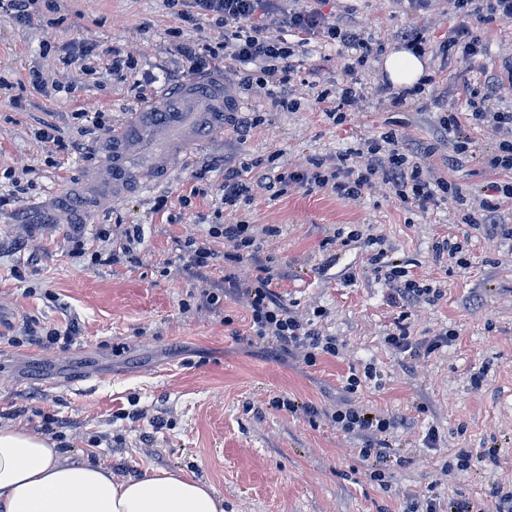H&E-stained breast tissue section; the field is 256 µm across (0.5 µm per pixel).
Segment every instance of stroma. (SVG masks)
<instances>
[{"label":"stroma","mask_w":512,"mask_h":512,"mask_svg":"<svg viewBox=\"0 0 512 512\" xmlns=\"http://www.w3.org/2000/svg\"><path fill=\"white\" fill-rule=\"evenodd\" d=\"M346 7L389 53L402 48L395 32L421 29L427 72L438 83L399 111L369 92L339 128L312 107L303 85L294 87L292 109L263 90L233 87L237 111L261 118L246 139L214 132L153 188L113 202L87 224L58 222L50 197L64 170L50 165V147L37 131L50 119L61 139L78 140L87 123L77 110L92 104L117 118L135 104L132 81L95 71L109 49L130 58L134 79L182 71L172 49L177 11L165 0H58L54 10L38 0L22 24L0 12V76L8 83L0 90V197L16 184L25 190L0 207L1 427L28 425L117 477L150 469L194 474L223 497L224 512H408L416 501L512 488V240L462 224L451 204L403 209L379 182L350 201L294 189L276 201L243 204L265 255L286 273L278 290L288 306L337 340L338 356L312 365L298 355L275 356L250 336L241 302L201 306L205 282L175 261L176 239L205 234L221 209L216 199L180 207L197 165L207 164L205 178L215 185L223 157L252 163L277 145L300 167L309 157L348 151L391 121L408 138L434 141L441 112L461 105L458 88L482 84L512 55V22L482 25L483 56L446 59L439 46L457 23L453 14L416 13L394 0L328 5L335 14ZM88 43L96 53L86 65L60 64ZM296 63L319 67L328 88L347 80L340 50L324 43H312ZM451 152L442 144L424 167L473 194L507 178L476 159L444 164ZM162 195L172 202L166 214L153 208ZM131 224L139 225L141 242L130 259L113 263L112 243ZM271 224L280 228L273 237ZM352 229L441 291L437 304L410 309L411 336L452 330L455 341L416 359L385 344L399 311L371 275L366 247L347 240ZM447 236L461 241L460 261L435 260L433 246ZM75 237L83 254L72 251ZM69 326L76 329L69 348L27 340L29 329L44 335ZM368 364L377 380L345 392L350 373ZM288 398L315 406L317 415L275 408ZM346 403L398 420L387 483L370 478L359 455L364 438L330 421ZM431 431L438 435L432 448L425 442ZM456 448L499 454L449 475L442 465Z\"/></svg>","instance_id":"1"}]
</instances>
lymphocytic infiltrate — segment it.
<instances>
[{"label":"lymphocytic infiltrate","instance_id":"1","mask_svg":"<svg viewBox=\"0 0 512 512\" xmlns=\"http://www.w3.org/2000/svg\"><path fill=\"white\" fill-rule=\"evenodd\" d=\"M189 8L180 20L188 26L200 21L212 22L218 35L215 44L196 47L179 45L188 72L218 67L231 69L253 66V74L245 75L243 84L272 82L279 91L292 90L302 83L312 91V101L325 112L334 125H343L347 108L357 106L365 97L366 85L360 77L371 57L382 52V44L373 42L358 26L352 14L329 20L323 7L325 0H187ZM458 22L441 45L443 55L455 52L479 56L485 44L478 31L479 24L512 21V0H448ZM321 40L349 50L345 66L348 80L337 104H330V92L324 87L318 69H309L299 76L293 63L298 49ZM512 84V56L505 57L499 73L480 86L464 85L461 96L464 108L446 112L439 119V131L453 144L448 161L452 164L477 156L491 170L512 171V111L490 112L486 100L501 88ZM478 125L497 136L495 146L483 155H476L474 143L465 128ZM433 144L411 140L397 129L390 128L378 136L364 139L361 147L333 158H309L306 165L290 168L280 149H271L266 158L251 165L224 162V180L219 185L224 206V221L210 225L205 236L177 241L183 270L198 279H207L219 261L249 264L253 274L242 280L228 275L219 290H203L201 305L219 308L223 298L240 300L248 312L250 330L284 354H303L306 362H314L317 353L337 355L335 339L320 334L313 320L299 317L276 292L283 270L273 266L257 245L253 226L239 208L242 203L265 195L276 200L287 195L289 188L323 192L341 199L360 197L372 187L375 178L389 186L395 202L405 208L428 210L455 202L462 213V223L498 237L512 239V225L504 223L502 200L512 199V181L489 182L481 190L478 206H470L469 192L443 178L428 175L423 157L433 155ZM224 239L233 244L231 252L218 253L212 240ZM370 271L390 289V300L396 307L408 309L415 303L440 300L437 289L410 277L400 259L379 251L368 259ZM336 425L348 434L366 437L360 449L363 460L371 465L373 480L384 481L393 464L394 452L387 441L396 422L351 406L337 409L331 416ZM424 512H512V490L494 489L490 496L475 495L449 499L447 506L430 500Z\"/></svg>","mask_w":512,"mask_h":512}]
</instances>
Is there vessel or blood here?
<instances>
[{"label": "vessel or blood", "instance_id": "1", "mask_svg": "<svg viewBox=\"0 0 512 512\" xmlns=\"http://www.w3.org/2000/svg\"><path fill=\"white\" fill-rule=\"evenodd\" d=\"M233 96L223 76L194 79L175 91H148L97 143L94 159L107 167L81 188L64 184L54 192L59 219L75 224L85 211H98L112 200L167 176L175 159L202 145L224 127Z\"/></svg>", "mask_w": 512, "mask_h": 512}]
</instances>
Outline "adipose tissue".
<instances>
[{
    "label": "adipose tissue",
    "mask_w": 512,
    "mask_h": 512,
    "mask_svg": "<svg viewBox=\"0 0 512 512\" xmlns=\"http://www.w3.org/2000/svg\"><path fill=\"white\" fill-rule=\"evenodd\" d=\"M392 84L411 87L425 74L407 50L387 55ZM0 512H224L212 486L183 471L115 478L111 468L76 459L28 427H0Z\"/></svg>",
    "instance_id": "ef3b65f1"
}]
</instances>
